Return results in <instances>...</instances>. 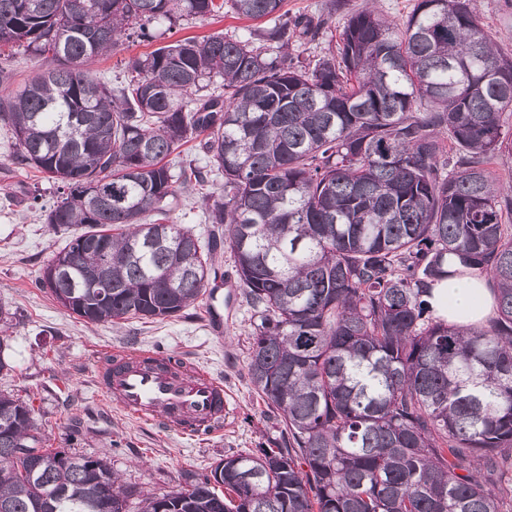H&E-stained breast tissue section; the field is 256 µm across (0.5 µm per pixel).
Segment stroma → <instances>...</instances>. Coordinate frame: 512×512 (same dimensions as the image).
Listing matches in <instances>:
<instances>
[{"label": "stroma", "mask_w": 512, "mask_h": 512, "mask_svg": "<svg viewBox=\"0 0 512 512\" xmlns=\"http://www.w3.org/2000/svg\"><path fill=\"white\" fill-rule=\"evenodd\" d=\"M476 10L499 50L512 56V5L476 0ZM253 26L252 20L229 11L185 18L170 29H158L153 41H123L92 71L120 86L129 79L124 62L130 57L187 37L244 33ZM16 151L14 138L0 126V303L9 310L0 321V336L8 340L13 366L0 375V392L33 398L54 448L107 458L122 484L134 491L130 512H140L142 496L208 475L224 457L279 437V422L247 375L253 318L241 288L218 294L231 317L220 334L210 331L204 302L164 320L128 319L110 326L84 322L41 290L44 265L68 237L45 222L46 210L60 197L55 181L15 164ZM115 346L162 350L221 379L230 409L223 432L192 439L111 408L95 375L99 360Z\"/></svg>", "instance_id": "obj_1"}]
</instances>
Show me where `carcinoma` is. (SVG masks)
Masks as SVG:
<instances>
[{
  "instance_id": "obj_1",
  "label": "carcinoma",
  "mask_w": 512,
  "mask_h": 512,
  "mask_svg": "<svg viewBox=\"0 0 512 512\" xmlns=\"http://www.w3.org/2000/svg\"><path fill=\"white\" fill-rule=\"evenodd\" d=\"M348 0L290 16L230 0L272 26L184 38L130 57L112 88L91 64L131 36L224 9L218 0H0V44L44 66L0 97L15 163L73 227L39 280L87 323L174 316L200 303L219 247L254 312L248 374L281 437L151 494L141 512H503L512 499V57L473 0H416L394 24L350 11L338 48L310 59ZM201 139L205 165L165 162ZM224 239L171 217L179 179ZM485 273L489 324L433 316L432 284ZM39 462L34 475L28 463ZM481 462L496 476L473 473ZM107 460L49 447L33 401L0 394V512H129Z\"/></svg>"
}]
</instances>
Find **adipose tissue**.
I'll return each instance as SVG.
<instances>
[{"label":"adipose tissue","instance_id":"obj_1","mask_svg":"<svg viewBox=\"0 0 512 512\" xmlns=\"http://www.w3.org/2000/svg\"><path fill=\"white\" fill-rule=\"evenodd\" d=\"M427 302L435 317L459 327L485 322L495 308L485 276L463 275L435 283Z\"/></svg>","mask_w":512,"mask_h":512}]
</instances>
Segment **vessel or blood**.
I'll return each instance as SVG.
<instances>
[{
	"instance_id": "vessel-or-blood-1",
	"label": "vessel or blood",
	"mask_w": 512,
	"mask_h": 512,
	"mask_svg": "<svg viewBox=\"0 0 512 512\" xmlns=\"http://www.w3.org/2000/svg\"><path fill=\"white\" fill-rule=\"evenodd\" d=\"M95 382L116 408L191 437L220 430L228 411L222 382L158 350H114Z\"/></svg>"
}]
</instances>
